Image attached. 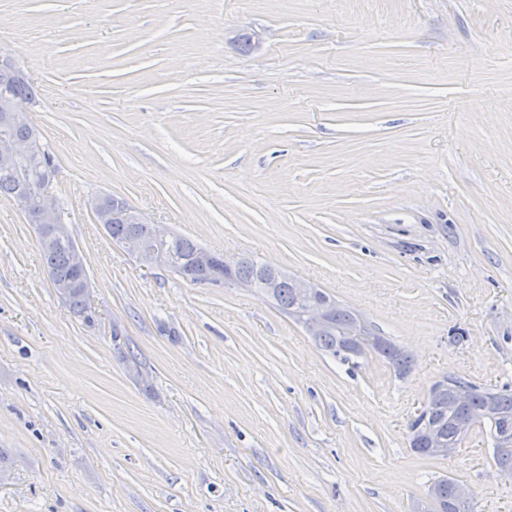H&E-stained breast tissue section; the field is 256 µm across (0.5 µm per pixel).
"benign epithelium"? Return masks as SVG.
<instances>
[{
	"label": "benign epithelium",
	"instance_id": "1",
	"mask_svg": "<svg viewBox=\"0 0 512 512\" xmlns=\"http://www.w3.org/2000/svg\"><path fill=\"white\" fill-rule=\"evenodd\" d=\"M29 79V74L17 62L16 55L9 49H0V169L15 173L23 182L22 193L15 197L14 203L26 216L27 222L35 229L40 242L56 239H71L63 212L56 199L48 191V186L55 178V171L45 169L42 174L32 176L26 169L27 158L35 153L42 143V138L26 133L20 135L17 129L29 123L27 99H16L11 93V84ZM97 223L109 224L127 223L134 219L140 223L147 222L145 215L137 209H127L117 200L110 203L94 201L91 203ZM120 244L127 248L145 267L170 265L171 257L155 249H149L142 239L128 236ZM242 258L217 256L207 249L198 252L194 260V268L209 270L212 278L223 285L230 284V278L240 265ZM72 263L76 277L71 281L55 282L53 287L66 296L70 289H82L85 296H90L93 281L81 249L72 245ZM295 288L304 297L301 309V324L311 336L322 335L333 323L336 303L329 302L317 295L316 286L310 282L298 279ZM347 345L351 351L366 350L376 344L375 336L371 333L368 320L359 315L350 328L343 331ZM472 390L465 384L453 386L448 399V408L460 412L470 400ZM472 430L471 421L467 418L459 420L457 434L450 440L443 436L434 421L422 419L414 428L416 443L427 448L437 458L451 456L456 448L466 439Z\"/></svg>",
	"mask_w": 512,
	"mask_h": 512
}]
</instances>
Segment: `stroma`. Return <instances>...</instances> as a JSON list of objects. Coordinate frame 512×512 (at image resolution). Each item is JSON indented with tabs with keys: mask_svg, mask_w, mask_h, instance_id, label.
<instances>
[{
	"mask_svg": "<svg viewBox=\"0 0 512 512\" xmlns=\"http://www.w3.org/2000/svg\"><path fill=\"white\" fill-rule=\"evenodd\" d=\"M1 46L96 316L0 199V512H417L444 475L512 512L487 433L409 445L434 382L512 391V0H0ZM101 194L313 282L409 373L142 267ZM39 247L46 270L51 271L56 278L60 280H71L66 282H52L53 287L60 296L64 298L71 288L77 287L82 289L83 294L89 301L94 286L81 249L76 244H72V266L67 244H39ZM75 274L76 277L74 278ZM77 288L72 290L65 302L75 313H81L86 309V299Z\"/></svg>",
	"mask_w": 512,
	"mask_h": 512,
	"instance_id": "stroma-1",
	"label": "stroma"
}]
</instances>
